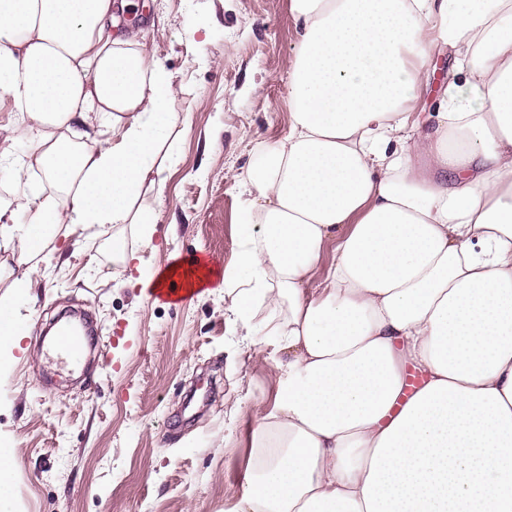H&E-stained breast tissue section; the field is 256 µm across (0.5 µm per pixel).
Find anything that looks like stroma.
Returning <instances> with one entry per match:
<instances>
[{"instance_id":"1","label":"stroma","mask_w":512,"mask_h":512,"mask_svg":"<svg viewBox=\"0 0 512 512\" xmlns=\"http://www.w3.org/2000/svg\"><path fill=\"white\" fill-rule=\"evenodd\" d=\"M129 21L173 76L175 163L152 200V240L122 231L136 266L113 260L108 225L57 236L56 254L33 269L0 251V303L32 323L0 377L9 512H229L250 430L275 398V341L246 335L223 289L174 304L129 278L175 260L233 264L236 176L258 142L288 128L289 0H141ZM27 274L40 283L32 300L13 286ZM73 309L91 321L77 374L43 345Z\"/></svg>"}]
</instances>
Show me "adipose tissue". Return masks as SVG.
Masks as SVG:
<instances>
[{"label": "adipose tissue", "instance_id": "1", "mask_svg": "<svg viewBox=\"0 0 512 512\" xmlns=\"http://www.w3.org/2000/svg\"><path fill=\"white\" fill-rule=\"evenodd\" d=\"M133 5L0 0V97L35 141L0 147L29 185L0 205L18 264L64 224L159 222L173 79L122 29ZM290 10L288 130L238 177L234 266L135 281L220 278L249 331L274 310L275 401L232 512H512V0ZM435 55L443 98L421 112Z\"/></svg>", "mask_w": 512, "mask_h": 512}]
</instances>
